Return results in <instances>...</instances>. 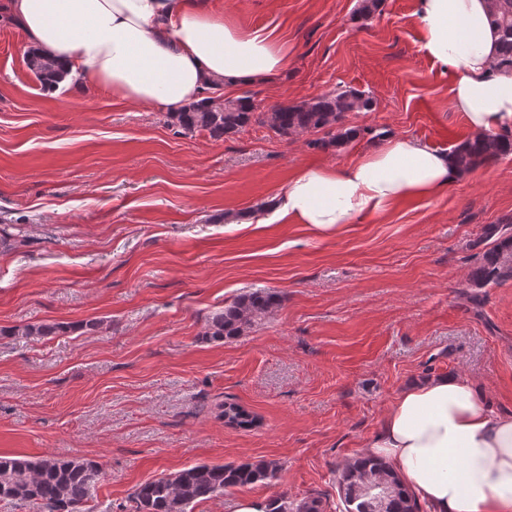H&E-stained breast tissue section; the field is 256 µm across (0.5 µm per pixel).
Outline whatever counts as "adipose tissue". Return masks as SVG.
<instances>
[{
	"label": "adipose tissue",
	"mask_w": 512,
	"mask_h": 512,
	"mask_svg": "<svg viewBox=\"0 0 512 512\" xmlns=\"http://www.w3.org/2000/svg\"><path fill=\"white\" fill-rule=\"evenodd\" d=\"M0 10L37 53L89 86L156 108L268 80L290 62L286 44L244 30L207 0H0ZM415 16L472 135L511 133L512 69L496 64L491 0H416ZM459 175L452 155L392 137L349 165L301 169L270 201L265 221L289 219L330 236L356 216L438 196ZM365 453L386 461L431 512H512V414L493 411L468 379L440 376L404 389Z\"/></svg>",
	"instance_id": "adipose-tissue-1"
}]
</instances>
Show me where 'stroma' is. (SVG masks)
<instances>
[{"label": "stroma", "instance_id": "35a3bbf8", "mask_svg": "<svg viewBox=\"0 0 512 512\" xmlns=\"http://www.w3.org/2000/svg\"><path fill=\"white\" fill-rule=\"evenodd\" d=\"M210 0L247 30L284 40L288 71L226 90L258 111L334 89L373 95L340 150L253 125L221 139L177 134L167 111L78 80L42 90L20 27L0 20V327L74 323L0 338V455L84 457L106 476L93 512H130L135 487L196 463L272 460L244 496L319 498L339 512L336 467L363 455L393 399L448 374L512 412V280L468 297L488 225L512 216V156L440 196L408 199L321 236L257 223L300 168L345 165L389 137L447 152L469 137L449 76L421 47L415 0ZM256 288L281 306L213 342L205 319ZM94 329H85V322ZM256 417L226 425L224 402ZM77 325L64 323L57 324H26L9 328H1L0 336H32L43 337L57 333H69L77 331Z\"/></svg>", "mask_w": 512, "mask_h": 512}]
</instances>
